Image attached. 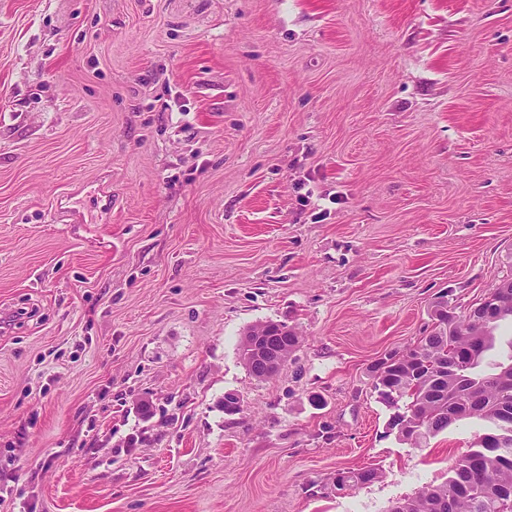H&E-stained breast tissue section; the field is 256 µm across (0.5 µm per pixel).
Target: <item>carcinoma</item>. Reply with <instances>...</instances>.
<instances>
[{"instance_id":"1","label":"carcinoma","mask_w":512,"mask_h":512,"mask_svg":"<svg viewBox=\"0 0 512 512\" xmlns=\"http://www.w3.org/2000/svg\"><path fill=\"white\" fill-rule=\"evenodd\" d=\"M431 318L428 335L371 367L373 388L391 410L387 433L413 448L462 420L480 423L482 433L451 464L445 482L392 501L386 512H512V335L505 362L496 359L494 335L500 323H512V288L475 323L454 315L445 298L433 305ZM248 331L267 336L286 357L301 343L283 323ZM379 476L374 467L339 470L322 489L339 495Z\"/></svg>"}]
</instances>
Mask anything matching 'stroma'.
<instances>
[{"mask_svg":"<svg viewBox=\"0 0 512 512\" xmlns=\"http://www.w3.org/2000/svg\"><path fill=\"white\" fill-rule=\"evenodd\" d=\"M504 279L512 0H0V512H385L480 427L372 365ZM262 333L267 336L269 341L278 349L272 350L262 334H257L250 340L247 346L246 359L252 365L260 378H266L274 375L284 364L282 354L279 350L283 349L284 361L295 351L301 343V337L295 335L296 331L286 324L273 321H266L248 328L246 337L249 333ZM342 475V476H341ZM380 476L379 470L374 467L347 469L336 472V476L328 484L323 485V493L342 494L347 490L357 489L375 481Z\"/></svg>","mask_w":512,"mask_h":512,"instance_id":"35a3bbf8","label":"stroma"}]
</instances>
